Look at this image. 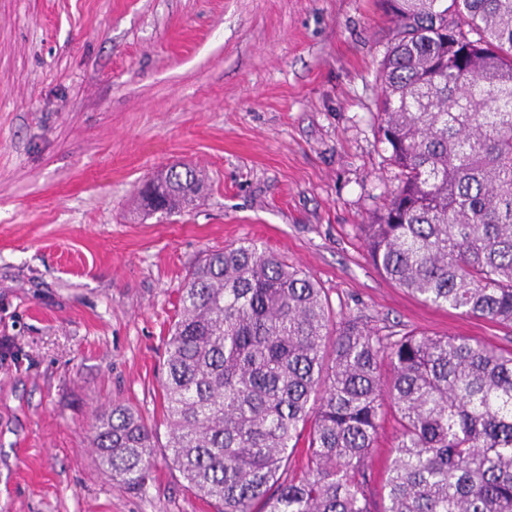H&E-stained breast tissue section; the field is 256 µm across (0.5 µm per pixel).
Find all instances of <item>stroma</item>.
<instances>
[{
	"label": "stroma",
	"instance_id": "obj_1",
	"mask_svg": "<svg viewBox=\"0 0 512 512\" xmlns=\"http://www.w3.org/2000/svg\"><path fill=\"white\" fill-rule=\"evenodd\" d=\"M394 28L381 0H0V512H214L165 447L161 376L185 275L230 244L303 271L335 319L512 350L359 236L399 183L376 120ZM176 163L205 175L196 208L144 216ZM115 402L157 434L138 491L90 446ZM397 435L386 415L372 512Z\"/></svg>",
	"mask_w": 512,
	"mask_h": 512
}]
</instances>
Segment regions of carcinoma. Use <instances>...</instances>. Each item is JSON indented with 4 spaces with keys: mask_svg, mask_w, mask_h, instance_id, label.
Instances as JSON below:
<instances>
[{
    "mask_svg": "<svg viewBox=\"0 0 512 512\" xmlns=\"http://www.w3.org/2000/svg\"><path fill=\"white\" fill-rule=\"evenodd\" d=\"M396 25L381 67V141L400 170L363 224L368 255L425 303L512 327V0H383ZM193 206L202 179H154ZM250 241L213 251L179 289L165 343L167 448L219 512H371L380 421L400 426L382 512H512V351L462 336H381ZM307 466L281 479L301 438ZM99 466L138 489L155 436L120 403L96 416Z\"/></svg>",
    "mask_w": 512,
    "mask_h": 512,
    "instance_id": "obj_1",
    "label": "carcinoma"
}]
</instances>
